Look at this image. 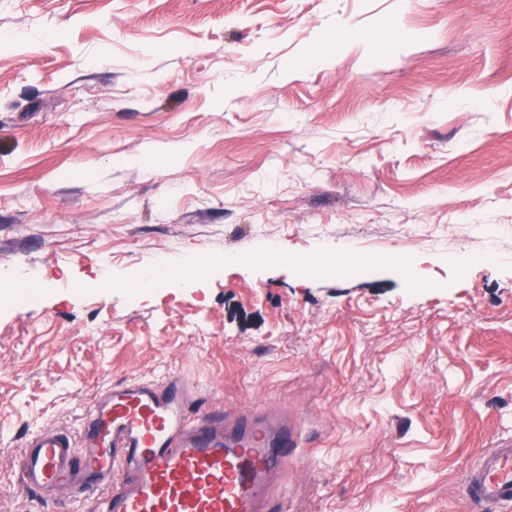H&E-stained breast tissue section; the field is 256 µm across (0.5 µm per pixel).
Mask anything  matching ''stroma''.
<instances>
[{
    "label": "stroma",
    "instance_id": "stroma-1",
    "mask_svg": "<svg viewBox=\"0 0 512 512\" xmlns=\"http://www.w3.org/2000/svg\"><path fill=\"white\" fill-rule=\"evenodd\" d=\"M347 254L367 271L299 272ZM16 279L0 512H38L31 434L173 374L299 419L287 512H492L462 477L512 439V0H0Z\"/></svg>",
    "mask_w": 512,
    "mask_h": 512
}]
</instances>
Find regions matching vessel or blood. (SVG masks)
I'll list each match as a JSON object with an SVG mask.
<instances>
[{
    "instance_id": "1",
    "label": "vessel or blood",
    "mask_w": 512,
    "mask_h": 512,
    "mask_svg": "<svg viewBox=\"0 0 512 512\" xmlns=\"http://www.w3.org/2000/svg\"><path fill=\"white\" fill-rule=\"evenodd\" d=\"M183 376L112 385L78 432L46 428L14 466L40 504L98 499V512H281L284 479L302 446L298 425L263 409L195 412ZM468 500L512 506V441L489 449L464 477Z\"/></svg>"
}]
</instances>
